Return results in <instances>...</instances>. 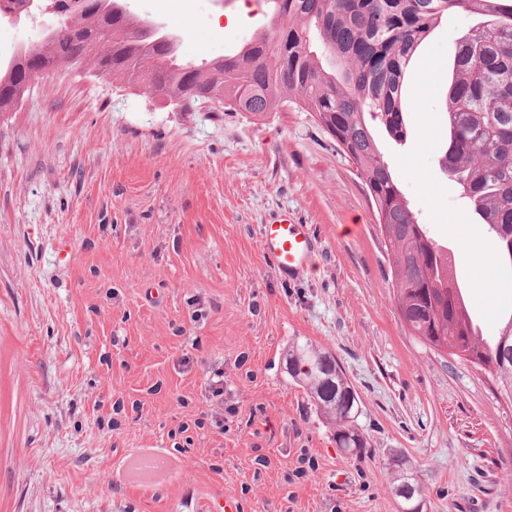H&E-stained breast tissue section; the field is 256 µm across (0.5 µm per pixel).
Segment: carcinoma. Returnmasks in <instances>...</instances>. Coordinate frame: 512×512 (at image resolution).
I'll use <instances>...</instances> for the list:
<instances>
[{"label": "carcinoma", "mask_w": 512, "mask_h": 512, "mask_svg": "<svg viewBox=\"0 0 512 512\" xmlns=\"http://www.w3.org/2000/svg\"><path fill=\"white\" fill-rule=\"evenodd\" d=\"M268 24L222 61H182L144 33L127 0H33L32 14L65 21L40 55L19 50L0 61V114L30 89L29 79L91 60L106 77L132 85L147 79L164 101L183 112L206 104L262 117L294 107L343 150L356 167L386 230L393 253L389 279L400 319L411 335L490 371L512 402V317L498 338L472 333L448 251L429 237L384 160L372 127L405 137L402 90L417 47L443 16L480 18L461 38L448 81V143L442 168L497 239L495 259L512 264V0H265ZM288 369L330 424L341 452L363 457L370 438L358 426L360 397L335 357L307 340L288 345ZM394 491L411 486L409 470H391Z\"/></svg>", "instance_id": "obj_1"}]
</instances>
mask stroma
Instances as JSON below:
<instances>
[{
	"mask_svg": "<svg viewBox=\"0 0 512 512\" xmlns=\"http://www.w3.org/2000/svg\"><path fill=\"white\" fill-rule=\"evenodd\" d=\"M128 3L178 27L188 61L268 21L263 0ZM476 22L442 17L405 76L404 140L373 133L494 336L512 266L440 166ZM282 210L314 237L290 278L261 248ZM390 265L365 187L309 113L177 112L90 61L49 71L0 117V512H207L216 495L237 512H401L393 453L427 512H512V403L409 335ZM298 336L352 382L370 456L342 454L288 377Z\"/></svg>",
	"mask_w": 512,
	"mask_h": 512,
	"instance_id": "35a3bbf8",
	"label": "stroma"
}]
</instances>
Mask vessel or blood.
Here are the masks:
<instances>
[{"instance_id": "b4317fda", "label": "vessel or blood", "mask_w": 512, "mask_h": 512, "mask_svg": "<svg viewBox=\"0 0 512 512\" xmlns=\"http://www.w3.org/2000/svg\"><path fill=\"white\" fill-rule=\"evenodd\" d=\"M261 243L267 258L288 277L300 271L314 247L308 225L297 223L285 212L275 214L263 225Z\"/></svg>"}]
</instances>
